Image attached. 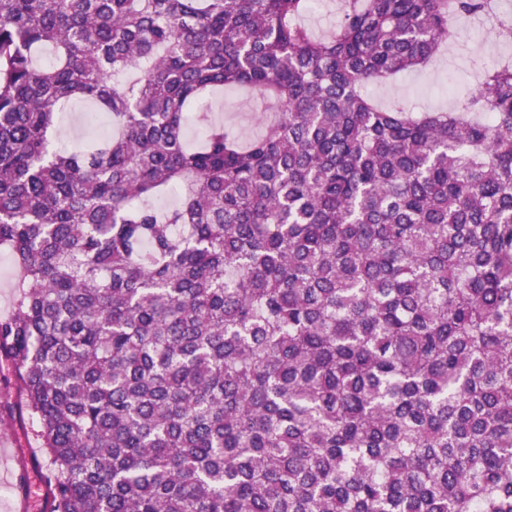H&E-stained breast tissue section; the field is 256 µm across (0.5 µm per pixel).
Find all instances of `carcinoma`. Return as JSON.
<instances>
[{
	"label": "carcinoma",
	"instance_id": "obj_1",
	"mask_svg": "<svg viewBox=\"0 0 512 512\" xmlns=\"http://www.w3.org/2000/svg\"><path fill=\"white\" fill-rule=\"evenodd\" d=\"M342 2L321 39L315 0H0V360L47 512H512V62L382 108L491 0ZM226 88L276 112L187 145ZM72 98L112 135L56 149ZM1 275H0V315L10 312L15 288L13 287L12 261L10 256L0 251ZM11 273V276H10Z\"/></svg>",
	"mask_w": 512,
	"mask_h": 512
}]
</instances>
